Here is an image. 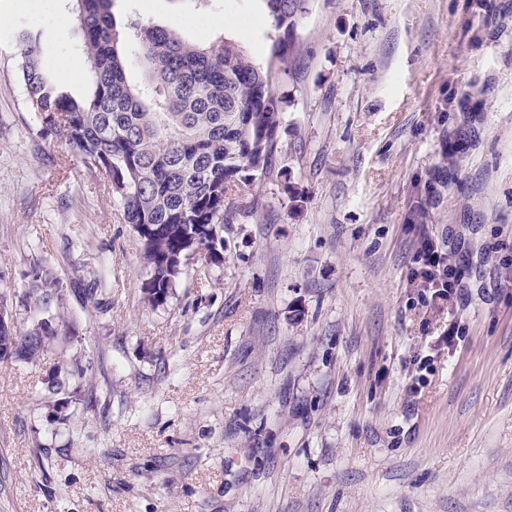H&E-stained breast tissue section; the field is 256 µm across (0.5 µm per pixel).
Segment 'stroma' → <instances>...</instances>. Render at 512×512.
Returning <instances> with one entry per match:
<instances>
[{
	"label": "stroma",
	"instance_id": "stroma-1",
	"mask_svg": "<svg viewBox=\"0 0 512 512\" xmlns=\"http://www.w3.org/2000/svg\"><path fill=\"white\" fill-rule=\"evenodd\" d=\"M72 4L0 0V281L53 256L97 399L70 421L33 410L61 343L0 362V512H512V0H307L224 265L156 309L107 177L25 107L20 27L57 84L90 91L57 21ZM112 12L263 67L284 35L263 0ZM427 237L462 273L454 302L409 279Z\"/></svg>",
	"mask_w": 512,
	"mask_h": 512
}]
</instances>
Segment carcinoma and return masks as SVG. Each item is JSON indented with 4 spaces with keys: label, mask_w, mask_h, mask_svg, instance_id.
Segmentation results:
<instances>
[{
    "label": "carcinoma",
    "mask_w": 512,
    "mask_h": 512,
    "mask_svg": "<svg viewBox=\"0 0 512 512\" xmlns=\"http://www.w3.org/2000/svg\"><path fill=\"white\" fill-rule=\"evenodd\" d=\"M264 2L280 29L295 26L305 12V0ZM73 13L92 93L77 98L57 86L44 64L41 34L23 27L16 40L25 104L43 135L64 139L85 169L109 179L141 242L143 299L158 308L174 295L190 256L204 261L205 273L224 265L232 191L242 196V173L268 163L281 124L275 72L222 38L191 42L176 24L130 20L120 26L112 0H75ZM130 54L145 71L139 84L127 75ZM28 278L21 303L31 324L24 332L0 329V362H38L79 322L66 310V286L52 257L36 256ZM89 284L87 300L108 313L96 273ZM86 385L87 369L64 358L36 395L34 410L61 406L78 417Z\"/></svg>",
    "instance_id": "1"
}]
</instances>
